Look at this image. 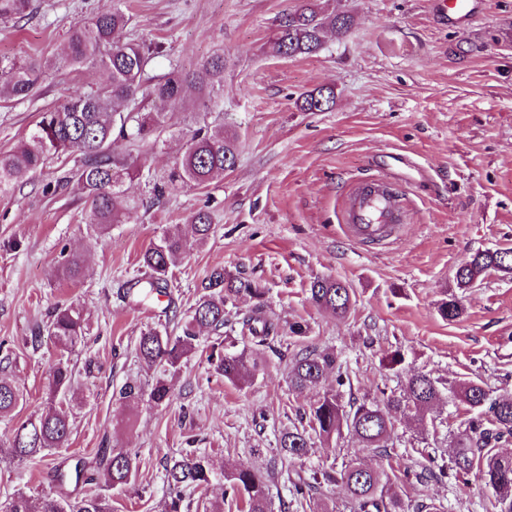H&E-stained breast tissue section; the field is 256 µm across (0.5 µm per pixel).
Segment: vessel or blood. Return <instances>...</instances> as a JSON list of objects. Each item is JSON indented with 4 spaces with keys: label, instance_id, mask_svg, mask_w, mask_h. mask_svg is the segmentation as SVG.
Segmentation results:
<instances>
[{
    "label": "vessel or blood",
    "instance_id": "1",
    "mask_svg": "<svg viewBox=\"0 0 512 512\" xmlns=\"http://www.w3.org/2000/svg\"><path fill=\"white\" fill-rule=\"evenodd\" d=\"M430 6L452 22H470L480 13L479 0H430ZM405 219L402 199L380 179L356 186L348 196L343 214V222L350 232L369 241L380 239L387 225L400 224Z\"/></svg>",
    "mask_w": 512,
    "mask_h": 512
}]
</instances>
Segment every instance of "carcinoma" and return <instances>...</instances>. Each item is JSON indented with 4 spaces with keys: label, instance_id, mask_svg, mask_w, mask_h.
<instances>
[{
    "label": "carcinoma",
    "instance_id": "carcinoma-1",
    "mask_svg": "<svg viewBox=\"0 0 512 512\" xmlns=\"http://www.w3.org/2000/svg\"><path fill=\"white\" fill-rule=\"evenodd\" d=\"M32 0H0V21L18 22L26 18ZM131 18L123 10L99 13L87 21L75 23L69 31L67 49L61 56L40 62L0 57V98L22 100L31 95L43 73L77 71L96 67L104 71L106 81L95 89L83 86L73 90L54 110L45 111L34 127L17 144L0 152V196L13 193L53 156L76 153L79 165L73 178L90 205L89 224L96 232H104L124 222L135 208L125 192L126 181L139 175L138 163L112 150L117 135L132 143H155L167 130V114L178 106L188 107L187 89L198 90L203 103L217 98L224 86V55L216 54L200 67L186 69L174 65L155 83L147 82L146 71L153 58L164 53L163 46H145L123 40V31ZM352 17L345 13H327L312 3L299 0L278 24L270 41L271 52L295 57L310 54L322 47L325 33H346ZM334 91L310 92L300 99L304 112H322L334 104ZM183 145L168 184L202 187L214 177L234 168L239 151L238 138L224 133V128L206 125L189 127L181 133ZM195 241H206L214 226L205 209L191 220ZM188 249V241L180 231L169 229L142 254L143 266L150 275L129 284L146 299L168 288V274ZM83 274V258L68 254L54 268V275L77 281ZM512 275V247L477 251L457 268L455 278L462 289L475 288L491 275ZM310 301L316 307L343 316L350 309L352 292L344 283L330 277H317L310 283ZM240 296L255 301L251 315L242 323L248 331L252 351L234 353L235 341L224 339L227 325V303ZM265 291L248 279L228 276L215 268L208 277L206 293L201 295L180 326V334L171 335L153 328L138 340V357L150 368L162 366L171 371L179 367L198 346L203 333L214 336L207 356L216 374L238 384L255 376L262 367L260 348L283 332L281 326L264 314ZM442 318L454 321L464 314L458 297L441 302ZM45 331L62 352L49 367V402L40 412L17 425L0 442V454L19 461L34 460L62 448L67 443L71 424L66 411L53 400L71 387L72 372L63 353L76 347L86 336L81 311L73 306L58 307L46 320ZM343 384L341 363L335 352L306 347L289 365L288 380L297 390L316 388L331 374ZM454 400L464 405L469 417L459 424L454 435L450 465L424 469L423 476L441 478L452 470L458 475L475 473L484 487L494 495L493 507L498 512H512V456L494 451L495 443L512 436V395L493 396L478 380H464L448 389ZM22 393L12 383L0 379V417L12 413ZM149 398L161 404L170 398L168 381L156 378ZM441 399L438 381L415 371L398 390L380 391V397L365 401L347 411L334 393H326L310 408L307 424L281 433L278 454L290 461L304 457L315 437L331 440L347 431L364 448H385L395 424L422 423L434 413ZM134 461L124 452L105 450L93 462L79 461L70 472L59 466L51 480L55 492L38 496L19 492L11 497L0 512H112V498L100 489L125 487L130 483ZM166 512H189L186 490H206L213 478L206 457L189 451L172 458L166 465ZM398 476L385 471L351 463L337 470L333 467L314 474L313 482L300 477L291 481L288 492L301 499L312 485L342 484L355 507V512H442L443 507L420 502L409 508L395 490ZM92 487L80 497L67 490L70 482ZM224 496L242 504L247 512H270L269 485L264 474L251 469L224 471Z\"/></svg>",
    "mask_w": 512,
    "mask_h": 512
}]
</instances>
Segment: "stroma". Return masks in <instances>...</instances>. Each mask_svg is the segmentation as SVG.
I'll return each instance as SVG.
<instances>
[{
    "mask_svg": "<svg viewBox=\"0 0 512 512\" xmlns=\"http://www.w3.org/2000/svg\"><path fill=\"white\" fill-rule=\"evenodd\" d=\"M297 0H34L19 25L0 23V56L41 60L64 48L70 28L115 7L132 17L124 40L163 45L150 76L171 65L195 68L220 53L224 89L197 121L224 126L239 141L234 169L203 187L166 189L185 127L182 113L167 116L158 143L117 142L138 158L143 174L127 183L138 210L105 235H94L89 205L63 178L77 155L50 159L12 195L0 197V378L23 398L0 418V440L46 404L53 342L39 334L59 305L80 309L87 335L69 352L74 379L65 408L72 423L65 447L17 462L0 455V503L17 490H51V472L109 448L133 456L132 484L112 490V512H163L166 459L189 450L207 455L215 472L208 490H187L191 512L220 500L224 471L252 468L275 482L290 475L357 462L400 476L405 503L443 505L444 512H492V494L475 476L425 479L420 449L447 458L467 412L442 399L435 422L399 424L387 449H364L349 435L314 439L306 457L277 454V438L307 420L310 406L335 390L350 407L396 389L410 371L453 385L485 383L512 393V277H488L466 293L465 312L441 318L437 306L456 293L455 271L479 249L512 247V0H483L480 18L448 28L428 0H316L327 12H347L354 23L341 37L327 35L318 51L271 54L267 42ZM95 70L44 74L25 100L0 99V152L10 150L39 114L57 107L76 85L95 86ZM333 89L332 108L303 112L298 99ZM405 159L399 189L413 202L408 223L395 225L377 245L358 242L340 218L350 180L391 169ZM210 211L215 229L191 244L173 269L165 294L151 302L123 297L127 281L146 277L140 257L170 227L191 233V218ZM82 252L85 274L75 282L53 268L62 249ZM224 269L259 283L265 314L281 326L300 322L306 336L282 335L265 352L263 368L244 384L214 373L204 350L167 375L172 397L157 405L145 395L125 402L129 381L150 390L158 371L137 356L142 332L176 335L203 292L209 273ZM331 277L352 290L345 316L319 310L308 288ZM306 345L336 351L349 376L295 391L288 364ZM400 351L401 366L385 367Z\"/></svg>",
    "mask_w": 512,
    "mask_h": 512,
    "instance_id": "stroma-1",
    "label": "stroma"
}]
</instances>
